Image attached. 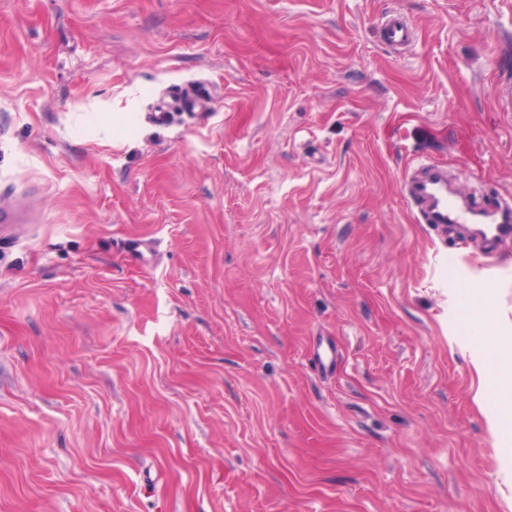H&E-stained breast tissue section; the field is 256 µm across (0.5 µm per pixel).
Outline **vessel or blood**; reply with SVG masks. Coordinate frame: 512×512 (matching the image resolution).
Here are the masks:
<instances>
[{
    "label": "vessel or blood",
    "instance_id": "vessel-or-blood-1",
    "mask_svg": "<svg viewBox=\"0 0 512 512\" xmlns=\"http://www.w3.org/2000/svg\"><path fill=\"white\" fill-rule=\"evenodd\" d=\"M381 31L385 43L396 48L408 45L414 36L409 22L398 13L384 17ZM401 191L420 223L472 226L479 236L491 242L512 235V204L498 201L481 204L452 188L446 164L410 165L403 176Z\"/></svg>",
    "mask_w": 512,
    "mask_h": 512
}]
</instances>
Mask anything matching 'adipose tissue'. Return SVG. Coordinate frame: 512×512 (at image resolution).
Returning <instances> with one entry per match:
<instances>
[{"label":"adipose tissue","instance_id":"adipose-tissue-1","mask_svg":"<svg viewBox=\"0 0 512 512\" xmlns=\"http://www.w3.org/2000/svg\"><path fill=\"white\" fill-rule=\"evenodd\" d=\"M483 324V307L474 305L469 328L481 354L476 369L485 378L488 391L499 403V413L490 421L492 432L497 434L501 432L504 423L512 419V345L486 335Z\"/></svg>","mask_w":512,"mask_h":512}]
</instances>
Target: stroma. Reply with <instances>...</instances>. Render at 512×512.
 Listing matches in <instances>:
<instances>
[{
	"label": "stroma",
	"mask_w": 512,
	"mask_h": 512,
	"mask_svg": "<svg viewBox=\"0 0 512 512\" xmlns=\"http://www.w3.org/2000/svg\"><path fill=\"white\" fill-rule=\"evenodd\" d=\"M415 161L512 199V0H0V512H512ZM381 31L386 44L395 48L408 45L414 36V31L404 16L398 13L388 14L381 23ZM196 107H199V110L202 111L204 108V101L190 102L178 94L168 92L162 105L158 110H155V112H159L157 119L162 121L168 112H195Z\"/></svg>",
	"instance_id": "stroma-1"
}]
</instances>
